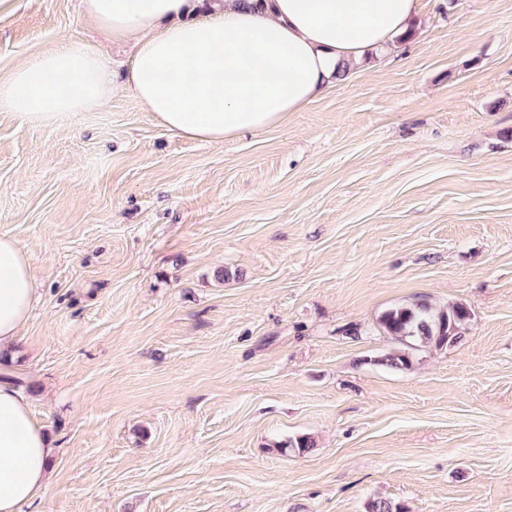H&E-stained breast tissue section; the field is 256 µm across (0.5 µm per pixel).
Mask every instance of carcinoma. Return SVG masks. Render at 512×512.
Instances as JSON below:
<instances>
[{
  "label": "carcinoma",
  "instance_id": "obj_1",
  "mask_svg": "<svg viewBox=\"0 0 512 512\" xmlns=\"http://www.w3.org/2000/svg\"><path fill=\"white\" fill-rule=\"evenodd\" d=\"M471 318L469 308L463 303L438 307L424 299L387 309L379 318L382 331L402 345L380 362L394 370H407L412 365L411 351L425 346L443 348L462 337ZM276 447L303 454L314 447L312 437L300 435L276 443Z\"/></svg>",
  "mask_w": 512,
  "mask_h": 512
}]
</instances>
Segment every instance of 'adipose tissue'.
<instances>
[{
	"instance_id": "obj_1",
	"label": "adipose tissue",
	"mask_w": 512,
	"mask_h": 512,
	"mask_svg": "<svg viewBox=\"0 0 512 512\" xmlns=\"http://www.w3.org/2000/svg\"><path fill=\"white\" fill-rule=\"evenodd\" d=\"M91 24L132 46L114 75L93 45L37 55L0 81V110L49 122L103 107L127 88L166 129L201 142L258 134L330 90L339 72L406 34L417 0H83ZM39 294L17 242L0 236V349L18 340ZM54 447L28 399L0 383V512L45 489Z\"/></svg>"
}]
</instances>
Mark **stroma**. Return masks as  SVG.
Wrapping results in <instances>:
<instances>
[{"instance_id":"stroma-1","label":"stroma","mask_w":512,"mask_h":512,"mask_svg":"<svg viewBox=\"0 0 512 512\" xmlns=\"http://www.w3.org/2000/svg\"><path fill=\"white\" fill-rule=\"evenodd\" d=\"M417 4L259 134L190 140L127 91L0 111V235L40 288L0 380L57 446L22 512H512V0ZM68 42L132 55L82 0H0L1 80ZM417 298L465 304L462 339L380 365Z\"/></svg>"}]
</instances>
